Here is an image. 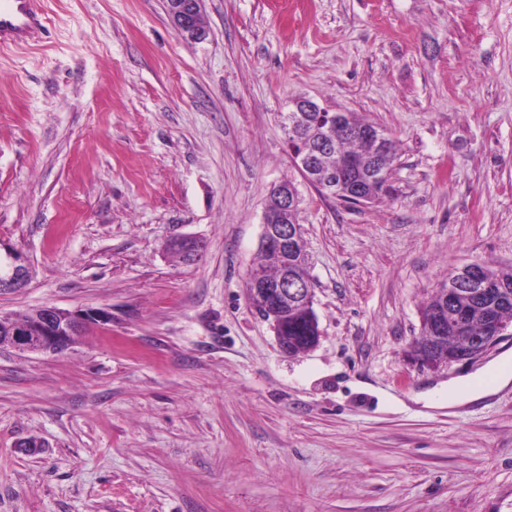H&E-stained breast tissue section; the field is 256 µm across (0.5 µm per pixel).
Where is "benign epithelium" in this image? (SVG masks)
Returning a JSON list of instances; mask_svg holds the SVG:
<instances>
[{
	"label": "benign epithelium",
	"instance_id": "obj_1",
	"mask_svg": "<svg viewBox=\"0 0 512 512\" xmlns=\"http://www.w3.org/2000/svg\"><path fill=\"white\" fill-rule=\"evenodd\" d=\"M165 10L176 33L187 32L202 41L207 39L209 30L204 22L203 0H192L190 3L185 0H165ZM295 110L299 116L290 118L289 154L300 167L310 169L313 167L314 150L300 135L298 126L311 124L330 132L341 125V119L337 111L315 105L307 99L298 100ZM367 138L373 143V164L369 173L372 178L383 181L387 178V172L380 160L387 152L386 137L379 131H371ZM260 244L274 256L305 248L299 226L273 223L272 213L268 210L263 214ZM30 278L29 267L21 262L20 257L11 256L10 262L0 265V294L21 290L27 286ZM246 293L250 301L264 305V319L270 322L275 331L278 330L277 312L284 303L292 301L309 308L313 302L312 291L286 274L272 284L253 280ZM110 322L112 314L106 308L67 310L45 305L29 312L25 321L11 314L0 313V329L7 333L5 339H0V347L7 346L20 353L55 355L68 350L74 344V338L87 325H107ZM429 323L438 334L448 329V296H443L441 308L429 318ZM502 331V325L497 322L476 340L473 347L444 358L439 357L434 349L417 351L411 346L407 348L405 357L409 363L428 369L469 363L487 353L499 341Z\"/></svg>",
	"mask_w": 512,
	"mask_h": 512
}]
</instances>
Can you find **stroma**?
I'll use <instances>...</instances> for the list:
<instances>
[{"label":"stroma","instance_id":"stroma-1","mask_svg":"<svg viewBox=\"0 0 512 512\" xmlns=\"http://www.w3.org/2000/svg\"><path fill=\"white\" fill-rule=\"evenodd\" d=\"M0 50V254L16 316L106 308L59 356L0 348V512H512V385L458 408L405 347L450 272L512 264V0H46ZM306 96L398 144L350 208L293 167ZM292 179L320 340L249 304L266 198ZM206 244L183 260L173 243ZM184 1L165 0V10L173 29L178 35L192 32L201 41L206 40L209 30L204 22L203 0ZM11 261L0 263V294L4 292H17L25 288L30 281L31 271L21 262L19 256L10 254Z\"/></svg>","mask_w":512,"mask_h":512}]
</instances>
